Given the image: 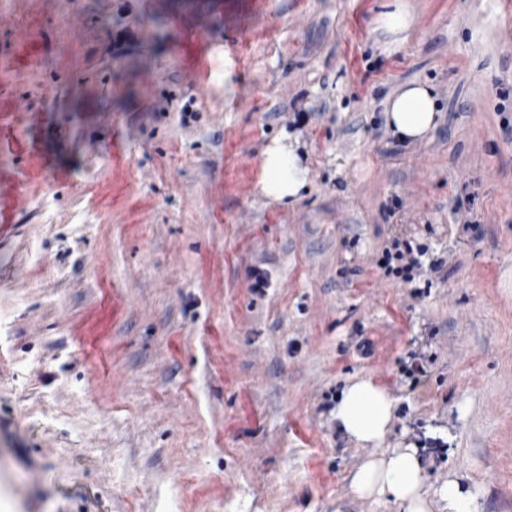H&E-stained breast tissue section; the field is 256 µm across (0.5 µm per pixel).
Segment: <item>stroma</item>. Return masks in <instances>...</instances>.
<instances>
[{
    "label": "stroma",
    "instance_id": "35a3bbf8",
    "mask_svg": "<svg viewBox=\"0 0 512 512\" xmlns=\"http://www.w3.org/2000/svg\"><path fill=\"white\" fill-rule=\"evenodd\" d=\"M1 56L0 512H389L328 410L358 378L396 402L385 447L512 512V0H0ZM411 81L439 120L403 144ZM284 130L289 208L255 188ZM396 238L413 281L378 266ZM437 118L435 95L422 82L407 83L387 99V125L401 141L425 137L436 127ZM299 147V140L284 132L262 152L258 189L274 202H297L309 183V168L300 157L303 153Z\"/></svg>",
    "mask_w": 512,
    "mask_h": 512
}]
</instances>
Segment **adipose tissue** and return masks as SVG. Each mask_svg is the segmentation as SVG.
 Wrapping results in <instances>:
<instances>
[{
    "instance_id": "adipose-tissue-1",
    "label": "adipose tissue",
    "mask_w": 512,
    "mask_h": 512,
    "mask_svg": "<svg viewBox=\"0 0 512 512\" xmlns=\"http://www.w3.org/2000/svg\"><path fill=\"white\" fill-rule=\"evenodd\" d=\"M386 121L400 140L425 137L437 125L436 99L421 82L405 84L386 103ZM300 142L289 134L273 139L262 152L259 191L274 202H297L309 182V168L300 157ZM332 417L356 442L376 446L350 481L351 492L390 505L391 512H479L475 493L465 489L456 473L441 486L427 485L416 448H387L383 442L394 418V399L369 379L350 383L341 393Z\"/></svg>"
}]
</instances>
